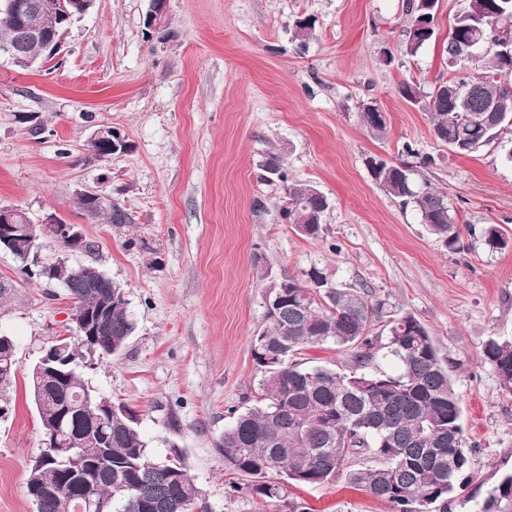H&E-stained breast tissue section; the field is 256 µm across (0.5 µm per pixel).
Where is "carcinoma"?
I'll return each instance as SVG.
<instances>
[{
  "instance_id": "obj_1",
  "label": "carcinoma",
  "mask_w": 512,
  "mask_h": 512,
  "mask_svg": "<svg viewBox=\"0 0 512 512\" xmlns=\"http://www.w3.org/2000/svg\"><path fill=\"white\" fill-rule=\"evenodd\" d=\"M0 0V44L15 38L17 20ZM477 27L512 34V0H468L448 34V58L465 61L477 49L470 37ZM480 76L464 74L446 81L458 103L432 92L428 110L437 139L459 155H471L512 133V43L488 47L480 56ZM266 173L286 180L283 158L271 153ZM371 173L403 208L416 211L431 235L448 249L464 247L456 213L446 195L429 181L418 180L405 163L371 160ZM92 216L102 214L110 224L131 218L120 204L80 201ZM329 204L306 183L288 187V204L281 217L296 226L307 215L317 222L299 234L319 237ZM491 252L509 247L494 225L481 229ZM291 287L265 305V328L252 337V355L260 368L261 404L239 413L224 429L220 449L226 470L250 479L251 492L277 503L288 486L320 485L343 472L348 460L364 456L367 463L346 472L347 480L389 506V512H436L448 509V498L468 478L471 454L461 423V398L440 357L428 328L408 312L384 319L385 302L370 298L364 288L336 284L330 272L312 267L302 277H288ZM73 303L93 307L116 296L110 313L112 344L98 353L120 352L134 332V321L123 288L98 279L89 288L85 276L63 284ZM385 321L386 336L372 334L373 323ZM67 361L56 363L62 378L56 386H40L28 375L31 400H40L42 413L74 396L87 401L75 418L84 430L80 460L59 450L38 455L29 468L27 491L36 512H60V505L87 495L106 503L105 512H155L151 503L166 501L170 512H191L189 498L197 494L183 456L156 458L138 420L118 412L98 428L103 405L111 402L89 386L80 370V343L69 337ZM332 342L348 351L344 367H309L299 360L308 346ZM394 358L399 369L390 374L368 370L379 351ZM483 360L494 372L502 393L512 395V338L492 337ZM16 351H0V390L16 378ZM482 512H512V474L490 492Z\"/></svg>"
}]
</instances>
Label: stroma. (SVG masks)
I'll use <instances>...</instances> for the list:
<instances>
[{
	"mask_svg": "<svg viewBox=\"0 0 512 512\" xmlns=\"http://www.w3.org/2000/svg\"><path fill=\"white\" fill-rule=\"evenodd\" d=\"M403 0H169L162 36L147 35L149 0H95L64 40L57 63L22 69L0 59V207L39 222L55 212L94 252L44 242L41 262L91 265L124 288L135 330L117 355L97 357L85 379L131 407L153 454H183L211 512H288L253 496L225 470L218 444L236 413L258 405L261 372L251 338L266 325L271 277L326 268L336 283L367 288L389 311L415 315L432 334L462 400L472 466L448 512H480L512 473V396L483 361L485 343L512 337V247L488 251L478 228L512 238V137L460 156L438 141L427 109L433 87L459 72L446 54L466 0H440L435 34L416 55L400 43ZM314 20L306 46L297 19ZM416 81L418 101L400 93ZM375 102L383 136L366 128ZM125 135V153L97 160L99 125ZM413 153H406L405 144ZM286 180H268L267 153ZM404 162L448 197L465 251L446 248L373 179L369 158ZM327 198L318 239L281 217L288 186ZM97 189L130 223L90 216L81 194ZM65 288L22 273L0 251V333L18 372L0 391V512H36L27 470L41 424L27 373L41 348L74 335ZM308 512H388L338 476L290 490Z\"/></svg>",
	"mask_w": 512,
	"mask_h": 512,
	"instance_id": "35a3bbf8",
	"label": "stroma"
}]
</instances>
